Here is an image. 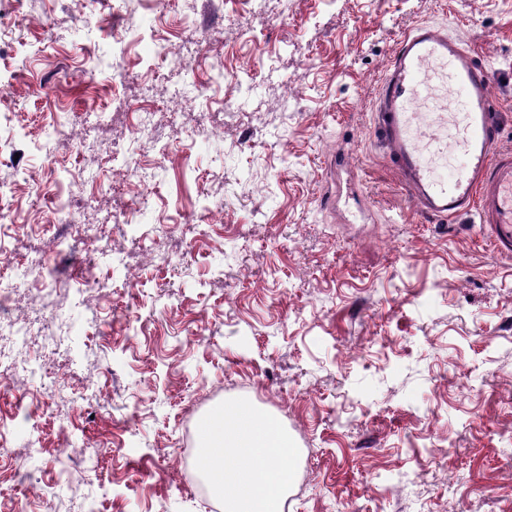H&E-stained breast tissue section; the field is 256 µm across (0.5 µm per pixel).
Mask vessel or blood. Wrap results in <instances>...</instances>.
Listing matches in <instances>:
<instances>
[{
	"instance_id": "vessel-or-blood-1",
	"label": "vessel or blood",
	"mask_w": 512,
	"mask_h": 512,
	"mask_svg": "<svg viewBox=\"0 0 512 512\" xmlns=\"http://www.w3.org/2000/svg\"><path fill=\"white\" fill-rule=\"evenodd\" d=\"M461 101L462 115L443 109ZM379 124L414 210L451 218L478 210L497 246L512 253V152L497 153L498 119L483 64L469 48L429 24L402 40L381 85ZM463 158L446 178L449 148Z\"/></svg>"
}]
</instances>
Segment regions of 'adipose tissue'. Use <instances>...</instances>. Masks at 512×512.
<instances>
[{
    "label": "adipose tissue",
    "instance_id": "ef3b65f1",
    "mask_svg": "<svg viewBox=\"0 0 512 512\" xmlns=\"http://www.w3.org/2000/svg\"><path fill=\"white\" fill-rule=\"evenodd\" d=\"M199 466L224 512H282L295 453L288 433L246 401H231L198 422Z\"/></svg>",
    "mask_w": 512,
    "mask_h": 512
}]
</instances>
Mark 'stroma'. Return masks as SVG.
<instances>
[{
    "mask_svg": "<svg viewBox=\"0 0 512 512\" xmlns=\"http://www.w3.org/2000/svg\"><path fill=\"white\" fill-rule=\"evenodd\" d=\"M419 23L487 65L512 150V0H0V279L45 316L17 361L65 382L0 385V512H221L196 423L227 401L292 437L288 512H512V256L477 212L415 215L377 120ZM147 90L158 138L131 130ZM62 113L89 146L50 139ZM37 255L72 293L17 274Z\"/></svg>",
    "mask_w": 512,
    "mask_h": 512,
    "instance_id": "obj_1",
    "label": "stroma"
}]
</instances>
